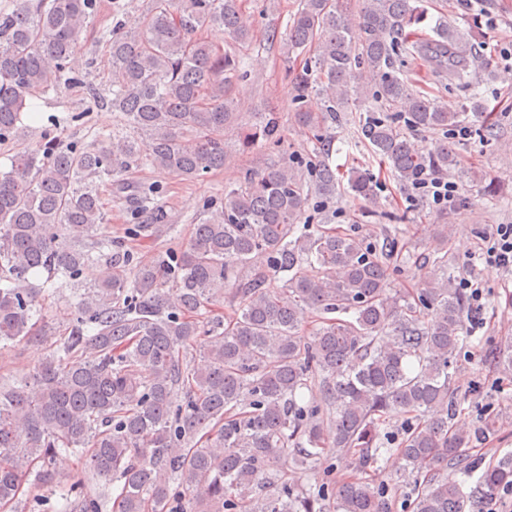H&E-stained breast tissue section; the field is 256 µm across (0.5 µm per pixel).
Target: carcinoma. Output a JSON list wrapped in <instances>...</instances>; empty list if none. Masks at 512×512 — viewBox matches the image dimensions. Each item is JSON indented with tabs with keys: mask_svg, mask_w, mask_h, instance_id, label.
<instances>
[{
	"mask_svg": "<svg viewBox=\"0 0 512 512\" xmlns=\"http://www.w3.org/2000/svg\"><path fill=\"white\" fill-rule=\"evenodd\" d=\"M145 2L133 31L128 3L111 2L112 26L99 37L103 90L84 83L94 61L77 66L96 0H16L0 10V141L17 130L27 99L61 86L86 84L123 120L105 145L48 140L0 170V343L47 335L34 320L29 275L73 281L103 255L112 262V278L80 294L83 316L57 334L41 367L0 386V509L18 512L27 481L59 486L53 461L65 452L85 456L88 470L61 494V512H389L373 474L395 453L402 477L424 478L411 512H472L456 475L471 468L477 437L504 422L492 414L478 433L456 421L451 369L469 296L448 258L449 225H435L418 253L397 227L369 241L300 219L309 197L336 194L331 130L358 103L367 115L354 121L357 138L401 183L462 171L454 131L467 114L414 89L394 57L420 56L469 88L475 35L442 24L425 38L411 29L413 0H362L356 44L343 0H299L261 40L279 45L297 89L294 119L314 143L309 178L300 161L251 170L185 248L134 266L98 234L96 180L125 189V174L143 164L184 179L223 168L224 132L238 120L234 87L254 40L250 0ZM302 55L303 66L290 68ZM311 94L321 110L302 105ZM280 119L270 109L239 127V150L280 148ZM405 125L444 137L421 153ZM375 188L371 173L347 174L352 196L375 200ZM129 201L165 219L150 193ZM421 260L433 268L422 287H396L393 274ZM223 302L228 321L203 320ZM310 313L317 325L305 338ZM485 357L512 370V341ZM316 383L322 401L303 402ZM393 414L406 417L397 442L384 429ZM328 453L345 458L351 475L315 491L291 481ZM482 485L512 486V458L487 469Z\"/></svg>",
	"mask_w": 512,
	"mask_h": 512,
	"instance_id": "obj_1",
	"label": "carcinoma"
}]
</instances>
